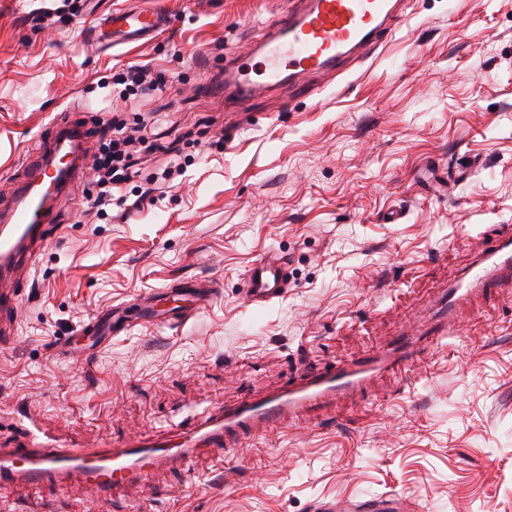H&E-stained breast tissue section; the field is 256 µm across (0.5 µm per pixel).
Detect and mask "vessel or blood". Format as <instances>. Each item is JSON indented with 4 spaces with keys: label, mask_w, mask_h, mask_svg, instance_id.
<instances>
[{
    "label": "vessel or blood",
    "mask_w": 512,
    "mask_h": 512,
    "mask_svg": "<svg viewBox=\"0 0 512 512\" xmlns=\"http://www.w3.org/2000/svg\"><path fill=\"white\" fill-rule=\"evenodd\" d=\"M404 19L403 0H293L291 8L264 23L262 39L251 44L260 80L247 78L240 66H225L224 99L243 111L255 98L284 86L288 89L285 103L293 105L298 95L321 92L322 78L339 73L348 60L374 54ZM169 25L170 18L160 7L135 5L112 10L91 30L113 48L149 41ZM85 147L86 137L78 126H51L39 132L35 162L14 186L10 204L0 209L1 349L13 340L20 280L35 268L56 205L83 172ZM66 148L74 160L61 174L56 160ZM507 284L512 285V226L508 224L500 227L493 248L438 294L423 328L399 332L378 353L299 375L277 392L216 409L193 427L167 431L155 440L133 437L90 452L25 435L0 448V488L21 492L32 485L81 487L106 495L124 486L147 485L161 469L190 470L201 453L221 451L234 447L238 439L265 434L285 419L332 405L368 389L383 373L412 364L426 347L447 337L450 322L471 295ZM287 288L288 258L274 252L249 269L242 294L249 303L269 304L282 298ZM170 292L181 297V305L160 310L154 294L137 296L133 308L98 316L92 335H118L135 317L157 326L184 325L205 306L212 288L206 283H176ZM406 508L405 500L395 494L341 500L332 506L333 512H405Z\"/></svg>",
    "instance_id": "1"
}]
</instances>
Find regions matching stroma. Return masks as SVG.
<instances>
[{"label":"stroma","mask_w":512,"mask_h":512,"mask_svg":"<svg viewBox=\"0 0 512 512\" xmlns=\"http://www.w3.org/2000/svg\"><path fill=\"white\" fill-rule=\"evenodd\" d=\"M129 2L70 0L47 28L40 16L61 0H0V206L53 125L93 131L118 112L144 128L145 173L168 149L181 163L126 212L89 213L90 178L73 187L0 350L5 443L27 428L118 443L371 354L416 329L434 289L512 225V0H407L378 58L289 109L269 92L230 138L221 68L286 0H164L173 24L152 41L87 40ZM131 67L162 82L114 103L112 78ZM396 208L402 222L384 223ZM273 252L290 259L287 293L245 304V273ZM190 278L222 290L183 327L80 335L95 314ZM56 341L69 356L51 353ZM224 458L102 496L0 489V512H314L389 492L415 512H512V288L464 304L447 344L409 369Z\"/></svg>","instance_id":"obj_1"}]
</instances>
